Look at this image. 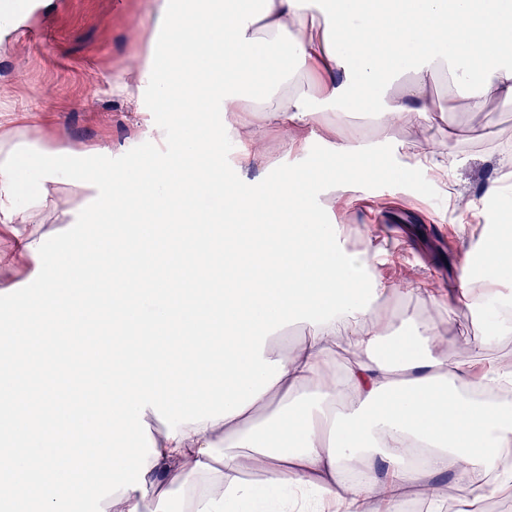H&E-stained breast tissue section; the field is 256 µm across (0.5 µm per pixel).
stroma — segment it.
I'll list each match as a JSON object with an SVG mask.
<instances>
[{"label":"stroma","mask_w":512,"mask_h":512,"mask_svg":"<svg viewBox=\"0 0 512 512\" xmlns=\"http://www.w3.org/2000/svg\"><path fill=\"white\" fill-rule=\"evenodd\" d=\"M17 25L11 49L0 53V124L32 140L64 139L78 150L102 142L116 151L154 150L153 142L132 139L130 126L167 117L141 112L125 82L153 40L155 0H27ZM346 120L384 164L405 163L401 146L414 137L409 126L385 129L360 112ZM429 133L457 142L447 183L418 169L401 180L339 183L336 198L345 208L328 218L339 226L343 248L360 251L368 268L388 277L411 272L445 289L457 284L464 250L485 247L500 226L512 225V202L482 198L488 181L512 186V170L501 165L512 145L499 141L512 136V103L446 112ZM400 307L433 317L452 340L472 336L477 325L468 309L439 310L424 293Z\"/></svg>","instance_id":"obj_1"}]
</instances>
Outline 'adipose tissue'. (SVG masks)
Segmentation results:
<instances>
[{
    "label": "adipose tissue",
    "instance_id": "ef3b65f1",
    "mask_svg": "<svg viewBox=\"0 0 512 512\" xmlns=\"http://www.w3.org/2000/svg\"><path fill=\"white\" fill-rule=\"evenodd\" d=\"M157 26L164 59L125 84L169 118L140 127L154 151L0 129V512H443L452 488L481 512L511 495L512 405L468 392L512 387V354L489 352L512 332V232L483 279L428 290L481 320L459 356L395 307L422 283L360 275L315 198L329 177L402 175L350 112L412 123V167L447 169L429 85L446 76L462 111L512 101V0H158ZM266 124L295 162L242 185ZM314 140L318 167L299 160Z\"/></svg>",
    "mask_w": 512,
    "mask_h": 512
}]
</instances>
